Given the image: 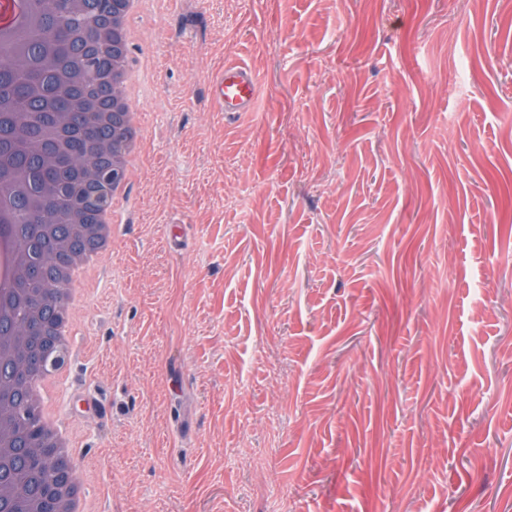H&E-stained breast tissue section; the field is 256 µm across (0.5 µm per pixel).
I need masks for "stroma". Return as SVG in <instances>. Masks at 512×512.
Segmentation results:
<instances>
[{
	"instance_id": "obj_1",
	"label": "stroma",
	"mask_w": 512,
	"mask_h": 512,
	"mask_svg": "<svg viewBox=\"0 0 512 512\" xmlns=\"http://www.w3.org/2000/svg\"><path fill=\"white\" fill-rule=\"evenodd\" d=\"M144 24L158 120L60 406L97 512H512V0ZM231 61L253 111L208 96Z\"/></svg>"
}]
</instances>
